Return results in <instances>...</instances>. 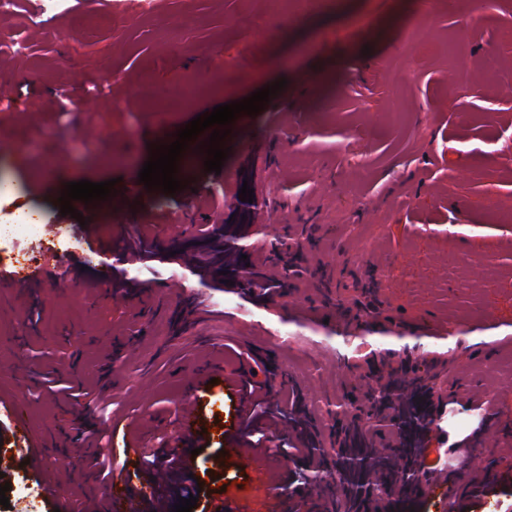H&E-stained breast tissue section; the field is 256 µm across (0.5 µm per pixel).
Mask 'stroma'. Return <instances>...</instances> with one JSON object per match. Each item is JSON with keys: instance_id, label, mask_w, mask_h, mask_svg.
<instances>
[{"instance_id": "stroma-1", "label": "stroma", "mask_w": 512, "mask_h": 512, "mask_svg": "<svg viewBox=\"0 0 512 512\" xmlns=\"http://www.w3.org/2000/svg\"><path fill=\"white\" fill-rule=\"evenodd\" d=\"M0 18V185L25 183L26 197L0 192V225L35 222L37 234L0 235V269L13 257L63 260L69 279H45L38 302L0 301V472L11 489L0 512H70L102 491L77 477L86 443L72 431L93 425L115 455L132 443L191 452L192 477L167 504L199 487L192 512H335V501L300 485L316 469L312 440L361 442L371 453L393 445L369 428L362 391L430 383L454 412L429 429L426 458L467 440L449 478L512 477V0H325L273 18L265 0H18ZM45 17L42 27L27 23ZM420 30L435 50L419 56ZM464 57L449 61L452 36ZM405 87L393 83L410 58ZM463 82L448 88L452 69ZM198 87L182 112L147 111L183 78ZM287 85L257 115H241L225 139L220 173L204 155L180 166L175 195L147 190L138 173L150 145L214 106L242 100L279 79ZM403 109L405 121L392 118ZM263 177L273 211L267 241L251 264L267 290L225 283L234 254L206 240L167 259L138 238L163 231L178 244L196 235L185 208L223 223L243 181ZM115 180L109 202L74 201L69 182ZM79 249H72L71 240ZM195 297L178 292L179 281ZM154 290L146 312L141 289ZM490 331L492 347L472 342ZM223 361L232 382L251 381L289 415L273 441L295 457L224 452L236 398L214 383ZM356 397L336 424L337 401ZM483 398L482 412L468 399ZM196 399V442L180 439V404ZM24 416L28 436L15 430ZM70 437L64 464L30 471L17 453L40 449L50 432ZM474 466L461 470L465 460Z\"/></svg>"}]
</instances>
